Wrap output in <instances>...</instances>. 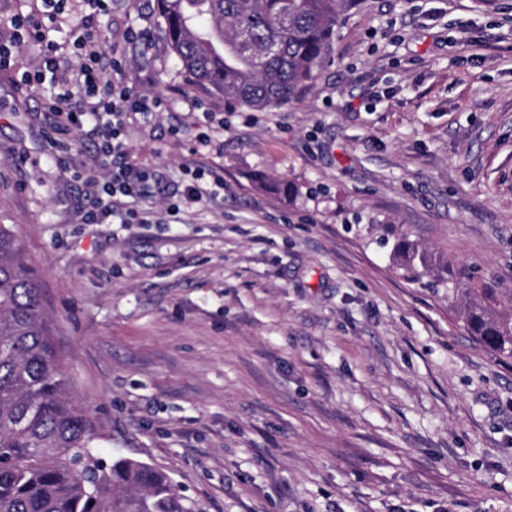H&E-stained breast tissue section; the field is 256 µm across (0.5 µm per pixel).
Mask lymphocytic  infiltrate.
<instances>
[{"label":"lymphocytic infiltrate","instance_id":"f902f5d3","mask_svg":"<svg viewBox=\"0 0 512 512\" xmlns=\"http://www.w3.org/2000/svg\"><path fill=\"white\" fill-rule=\"evenodd\" d=\"M35 11L14 18V40L0 42V69L9 68L15 44L30 40L41 48V64L33 71L23 72L20 85L25 89L40 87L48 73L54 72L60 57V45L49 38L48 23L63 14L65 0H40ZM73 46L80 63L68 79L45 97L47 109L55 122L52 130L65 134L83 127L94 119L97 130L95 162L79 172L91 198L80 220L85 224H102L114 220L120 224L151 223L153 213L123 206L124 199H148L156 183V173L130 157L125 138L124 116L129 112H157L164 105L161 98L146 99L133 88L102 81L97 67L100 54L93 32L85 30Z\"/></svg>","mask_w":512,"mask_h":512}]
</instances>
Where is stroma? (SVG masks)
<instances>
[{
	"label": "stroma",
	"mask_w": 512,
	"mask_h": 512,
	"mask_svg": "<svg viewBox=\"0 0 512 512\" xmlns=\"http://www.w3.org/2000/svg\"><path fill=\"white\" fill-rule=\"evenodd\" d=\"M82 27L126 55L103 79L166 101L127 117L158 221L81 223L96 141L71 131L54 160L25 43L0 71V224L98 456L168 473L195 512H512V363L429 285L468 266L512 314V0H358L330 62L263 111L187 82L156 0H68V61ZM200 168L223 190L168 216ZM393 260L397 269L403 271V277L413 282L420 281V274L416 269L417 264L420 266L425 264V260L419 257L417 260V252L412 243L406 238L397 240L393 247Z\"/></svg>",
	"instance_id": "stroma-1"
}]
</instances>
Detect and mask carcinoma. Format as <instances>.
<instances>
[{"instance_id":"1","label":"carcinoma","mask_w":512,"mask_h":512,"mask_svg":"<svg viewBox=\"0 0 512 512\" xmlns=\"http://www.w3.org/2000/svg\"><path fill=\"white\" fill-rule=\"evenodd\" d=\"M357 0H157L162 38L187 81L262 111L295 100L326 62L341 16ZM393 260L418 282L425 260L406 238ZM468 331L512 361V315L464 269ZM95 435L67 379L31 267L0 224V512H193L171 478L143 462L95 454Z\"/></svg>"}]
</instances>
